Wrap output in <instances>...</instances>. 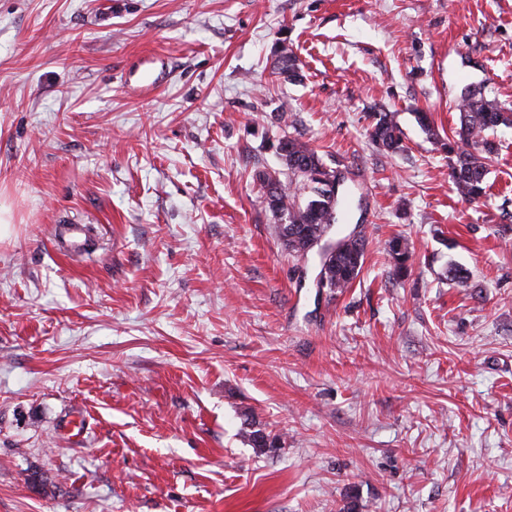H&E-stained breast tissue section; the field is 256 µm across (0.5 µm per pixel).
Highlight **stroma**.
<instances>
[{"mask_svg":"<svg viewBox=\"0 0 512 512\" xmlns=\"http://www.w3.org/2000/svg\"><path fill=\"white\" fill-rule=\"evenodd\" d=\"M468 86L512 109V0H0V512H512V126L462 200ZM287 133L348 176L344 292L272 233ZM275 64L276 71L273 72V74L280 76V74H283V72L288 69V77L286 78L288 81H296L301 77V68L298 63V58L293 53L292 49L288 46L286 40H283L276 50ZM370 128L372 141L381 148L396 151L402 144V132L391 112H377L373 115ZM387 253L395 275L407 276L414 263V251L409 242L404 238H393L387 244ZM243 437L247 440L249 445L256 450L257 453L267 454L276 451L279 447V440L275 436L260 427L253 417L246 416L243 423ZM257 434H264L268 443L258 444L255 436Z\"/></svg>","mask_w":512,"mask_h":512,"instance_id":"35a3bbf8","label":"stroma"}]
</instances>
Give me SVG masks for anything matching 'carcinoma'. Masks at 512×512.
<instances>
[{
  "instance_id": "carcinoma-1",
  "label": "carcinoma",
  "mask_w": 512,
  "mask_h": 512,
  "mask_svg": "<svg viewBox=\"0 0 512 512\" xmlns=\"http://www.w3.org/2000/svg\"><path fill=\"white\" fill-rule=\"evenodd\" d=\"M275 69L288 72V80L300 78L298 58L288 43L283 41L276 50ZM459 111V128L454 138L448 139L449 170L455 191L469 202H475L486 194V156L497 151V145L488 138V131L501 125H512V111L485 99L476 90L461 94L456 103ZM372 141L381 148L396 151L402 144V132L390 112L373 115L370 128ZM337 173L326 165L308 142L296 136H288V165L285 174L288 181L267 172L258 174V180L267 207L273 214L286 211L292 217L289 224L273 225V233L288 253L305 258L311 253L313 240L325 237L317 250L320 270L333 293H341L352 286L360 275L365 256V239L344 236L329 237L333 225L347 213L349 189L342 185L341 194L335 198L327 195L324 178ZM387 253L395 275L404 277L414 263V251L404 238H393L387 244ZM243 437L260 454L279 448L277 437L260 427L252 417L244 419Z\"/></svg>"
}]
</instances>
